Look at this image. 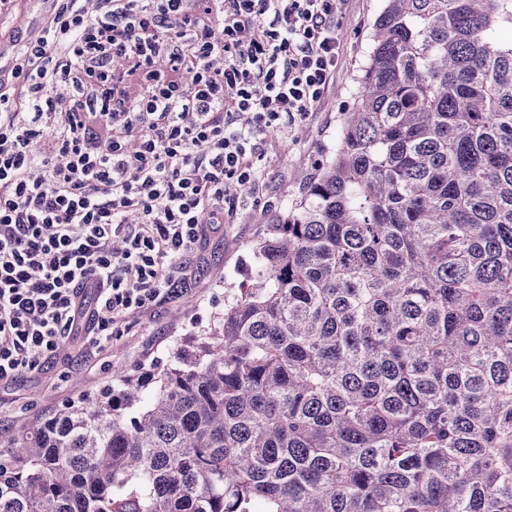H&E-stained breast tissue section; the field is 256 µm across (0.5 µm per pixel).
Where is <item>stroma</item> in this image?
<instances>
[{
    "mask_svg": "<svg viewBox=\"0 0 512 512\" xmlns=\"http://www.w3.org/2000/svg\"><path fill=\"white\" fill-rule=\"evenodd\" d=\"M380 6L381 0H343L338 15L342 53L335 81L309 120L296 126L288 138L271 144L262 161L274 185L272 205L258 207L250 195H240L234 223L202 241L201 261L187 290L130 315L96 356L87 358L77 347L66 346L42 373L20 377L10 390L0 391V442H9L66 404L93 397L103 386L115 383L116 368L133 374L169 364L250 284L257 270L253 244L266 224L300 197L336 146L345 114L357 99L360 70Z\"/></svg>",
    "mask_w": 512,
    "mask_h": 512,
    "instance_id": "35a3bbf8",
    "label": "stroma"
}]
</instances>
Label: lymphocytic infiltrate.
<instances>
[{
  "instance_id": "lymphocytic-infiltrate-1",
  "label": "lymphocytic infiltrate",
  "mask_w": 512,
  "mask_h": 512,
  "mask_svg": "<svg viewBox=\"0 0 512 512\" xmlns=\"http://www.w3.org/2000/svg\"><path fill=\"white\" fill-rule=\"evenodd\" d=\"M342 0H52L0 69V387L189 285L270 135L336 76Z\"/></svg>"
}]
</instances>
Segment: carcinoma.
<instances>
[{
    "label": "carcinoma",
    "mask_w": 512,
    "mask_h": 512,
    "mask_svg": "<svg viewBox=\"0 0 512 512\" xmlns=\"http://www.w3.org/2000/svg\"><path fill=\"white\" fill-rule=\"evenodd\" d=\"M333 155L175 363L0 451V512H512V0H382Z\"/></svg>",
    "instance_id": "obj_1"
}]
</instances>
